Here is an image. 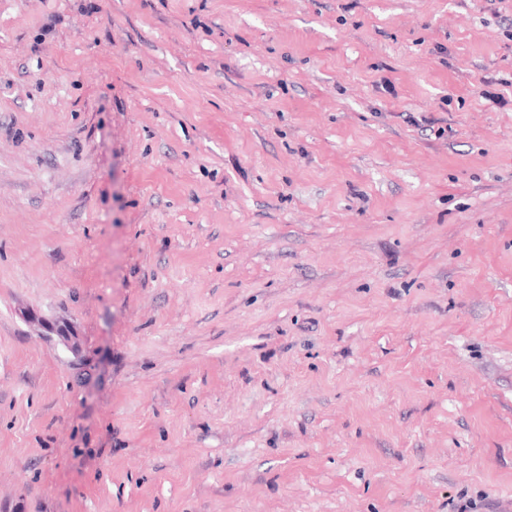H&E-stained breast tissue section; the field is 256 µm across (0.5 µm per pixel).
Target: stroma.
<instances>
[{
    "instance_id": "1",
    "label": "stroma",
    "mask_w": 512,
    "mask_h": 512,
    "mask_svg": "<svg viewBox=\"0 0 512 512\" xmlns=\"http://www.w3.org/2000/svg\"><path fill=\"white\" fill-rule=\"evenodd\" d=\"M506 17L0 0V512H512Z\"/></svg>"
}]
</instances>
